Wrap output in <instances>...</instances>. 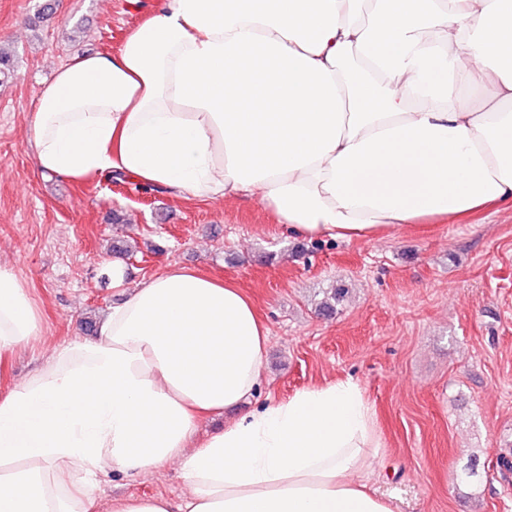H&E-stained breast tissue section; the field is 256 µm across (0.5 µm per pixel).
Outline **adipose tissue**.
Listing matches in <instances>:
<instances>
[{
    "label": "adipose tissue",
    "mask_w": 512,
    "mask_h": 512,
    "mask_svg": "<svg viewBox=\"0 0 512 512\" xmlns=\"http://www.w3.org/2000/svg\"><path fill=\"white\" fill-rule=\"evenodd\" d=\"M354 50L368 75L344 72ZM503 102L512 0H162L118 52L57 70L28 144L44 175L119 171L177 196L256 198L303 238H374L512 208ZM112 281L125 295L95 336L0 393V512H396L368 485L383 444L357 382L241 411L268 340L243 293L177 264L130 288L116 263ZM42 333L0 266V356ZM173 462L179 504L95 495Z\"/></svg>",
    "instance_id": "1"
}]
</instances>
